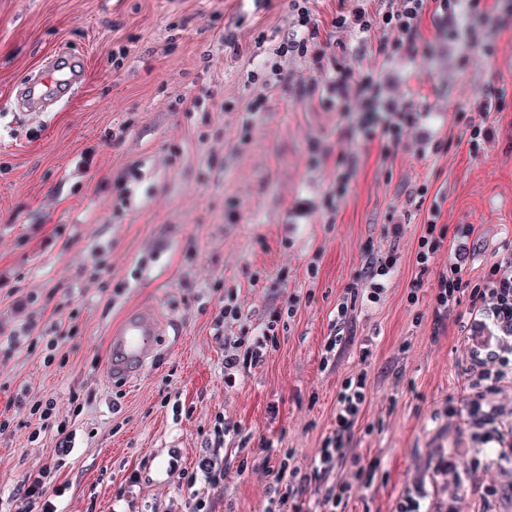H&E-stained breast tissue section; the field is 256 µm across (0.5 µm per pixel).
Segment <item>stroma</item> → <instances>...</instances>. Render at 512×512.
Returning <instances> with one entry per match:
<instances>
[{"label": "stroma", "mask_w": 512, "mask_h": 512, "mask_svg": "<svg viewBox=\"0 0 512 512\" xmlns=\"http://www.w3.org/2000/svg\"><path fill=\"white\" fill-rule=\"evenodd\" d=\"M288 2L0 0V419L10 420L0 512H21L17 489L46 464L66 487L61 512H183L189 492L168 471L169 451L193 467L219 415L241 433L220 450L217 512H265L264 464L238 473V446L270 441L309 464L338 389L361 373L369 401L349 446L378 469L345 512H393L417 480L450 512H482L489 486L501 492L493 512H512V463L474 447L465 423L469 304L440 328L432 311L457 228H475L464 281L512 252V0L426 15L413 49L387 63L380 47L397 32L361 37L333 20L393 0H311L327 56L356 73L383 66L385 96L423 114L388 155L358 134L359 101L344 115L329 109L311 60L275 57L293 30ZM60 51L82 62L83 81L33 111L31 79ZM274 62L278 87L251 80ZM486 91L500 111L478 112ZM472 122L492 129L476 151ZM341 178L346 194L330 199ZM432 219L447 238L421 275L415 250ZM388 250L397 263L382 301L353 302L335 329L369 253ZM229 291L246 330L299 300L264 366L233 388L212 331ZM141 308L160 312L168 336L140 377L113 383L110 333ZM335 334V360L323 364ZM48 399L76 434L65 458L56 431L31 413ZM446 455L457 466L444 474L436 463ZM136 465L141 482L117 500Z\"/></svg>", "instance_id": "1"}]
</instances>
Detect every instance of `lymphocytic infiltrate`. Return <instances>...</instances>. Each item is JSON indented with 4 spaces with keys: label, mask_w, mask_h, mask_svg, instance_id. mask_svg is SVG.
Instances as JSON below:
<instances>
[{
    "label": "lymphocytic infiltrate",
    "mask_w": 512,
    "mask_h": 512,
    "mask_svg": "<svg viewBox=\"0 0 512 512\" xmlns=\"http://www.w3.org/2000/svg\"><path fill=\"white\" fill-rule=\"evenodd\" d=\"M310 0H290L296 21V30L279 48L280 54L312 57L321 62L323 56L315 49L320 28L309 6ZM460 0H401L399 9L372 14L357 10L352 15H337L334 25L341 30H353L367 35L381 27L399 32L403 40L384 49V61H391L403 44H414L421 21L427 11L440 15L455 14ZM326 103L336 111L350 109L351 96H358L364 110L361 127L366 139H381L393 146L400 140L404 123L412 121L410 106L386 99L382 94V71L369 68L355 74L341 65H334L326 74L324 83ZM393 253L369 255L361 275L362 284L354 288L356 296L371 304L379 303L387 292V281L394 271ZM462 266L450 264L438 276L433 295V314L436 323L450 317L462 299H469L472 319L484 331L483 340L468 353V395L466 421L474 443L494 445L499 455L512 454V428L500 425L498 408L487 402L500 383L512 380V254L502 257L494 267L476 283L471 291H464ZM295 303L269 312L259 335H229L228 330L241 322L243 313L236 294L227 293L218 299L214 322V336L224 346V384L235 387L252 370L262 367L270 350L277 348L276 329L284 318L294 317ZM368 399L365 376L350 377L343 381L336 397L333 427L323 439L309 466L299 465L290 448H275L272 443H262L259 452L269 467L271 478L270 498L266 512H338L347 504L354 484H371L377 468L363 463L359 455L350 452L347 443L359 422ZM232 431L224 421L213 427L215 449L205 450L195 467L183 469L178 465V454H171L169 469L179 472L191 495L188 512H216L215 490L224 486V460L218 449ZM345 470V477H338V470ZM54 466H42L36 473L27 475L18 489L26 503L25 512H59L57 498L64 487L55 485ZM328 483L326 494L318 500L307 499L312 481Z\"/></svg>",
    "instance_id": "1"
}]
</instances>
